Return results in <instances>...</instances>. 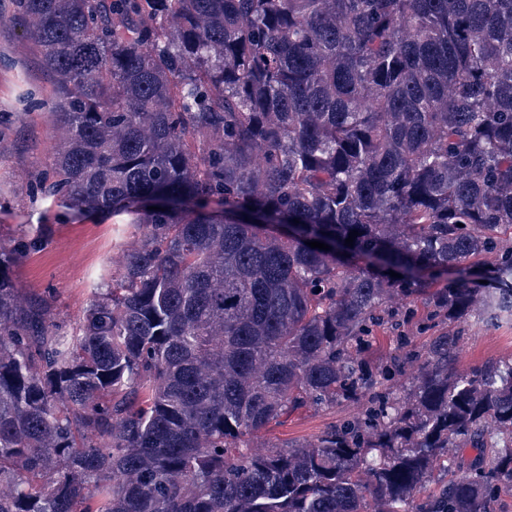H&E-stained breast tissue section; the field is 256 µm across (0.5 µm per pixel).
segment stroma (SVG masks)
I'll use <instances>...</instances> for the list:
<instances>
[{
  "label": "stroma",
  "instance_id": "obj_1",
  "mask_svg": "<svg viewBox=\"0 0 512 512\" xmlns=\"http://www.w3.org/2000/svg\"><path fill=\"white\" fill-rule=\"evenodd\" d=\"M13 11L12 0H0V233L26 224L47 226V244L28 255L14 277L25 291L49 293L59 320L73 325L92 288L119 269L135 229L111 212L82 213L34 191L31 174L47 169L53 160V128L45 118L52 98L37 48L29 31L12 22ZM14 112L26 113V122L9 124ZM450 329L462 334L456 351L458 370L512 358V325L487 326L470 317L452 323ZM361 411L354 403L300 411L245 436L242 445L264 448L312 441Z\"/></svg>",
  "mask_w": 512,
  "mask_h": 512
}]
</instances>
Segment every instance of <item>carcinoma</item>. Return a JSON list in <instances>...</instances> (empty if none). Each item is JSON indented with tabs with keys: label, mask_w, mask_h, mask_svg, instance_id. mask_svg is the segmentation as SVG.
Wrapping results in <instances>:
<instances>
[{
	"label": "carcinoma",
	"mask_w": 512,
	"mask_h": 512,
	"mask_svg": "<svg viewBox=\"0 0 512 512\" xmlns=\"http://www.w3.org/2000/svg\"><path fill=\"white\" fill-rule=\"evenodd\" d=\"M14 2L57 101L36 192L138 236L71 331L15 285L44 231L0 238V512H408L437 466L415 512H495L512 359L457 370L448 324L512 321V0ZM397 291L437 330L373 363ZM362 404L344 403L316 411H300L270 424L253 435L243 438V448H268L271 445L296 444L315 440L324 430L337 422L357 416Z\"/></svg>",
	"instance_id": "carcinoma-1"
}]
</instances>
